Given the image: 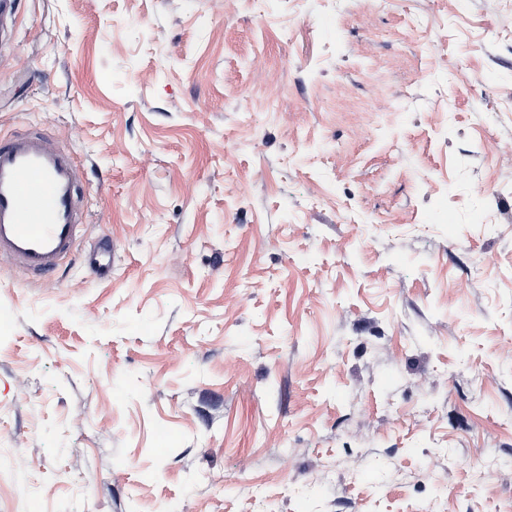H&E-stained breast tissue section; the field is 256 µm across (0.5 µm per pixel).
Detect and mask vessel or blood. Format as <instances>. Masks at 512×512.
Here are the masks:
<instances>
[{
    "instance_id": "1",
    "label": "vessel or blood",
    "mask_w": 512,
    "mask_h": 512,
    "mask_svg": "<svg viewBox=\"0 0 512 512\" xmlns=\"http://www.w3.org/2000/svg\"><path fill=\"white\" fill-rule=\"evenodd\" d=\"M80 170L70 152L41 129L0 136V255L29 276L72 258L85 212Z\"/></svg>"
}]
</instances>
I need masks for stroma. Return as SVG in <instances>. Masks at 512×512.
<instances>
[{
	"label": "stroma",
	"mask_w": 512,
	"mask_h": 512,
	"mask_svg": "<svg viewBox=\"0 0 512 512\" xmlns=\"http://www.w3.org/2000/svg\"><path fill=\"white\" fill-rule=\"evenodd\" d=\"M34 127L87 222L0 257V512H512V0H14Z\"/></svg>",
	"instance_id": "35a3bbf8"
}]
</instances>
